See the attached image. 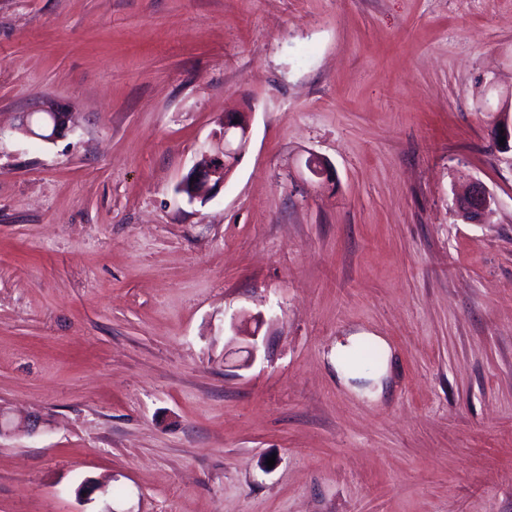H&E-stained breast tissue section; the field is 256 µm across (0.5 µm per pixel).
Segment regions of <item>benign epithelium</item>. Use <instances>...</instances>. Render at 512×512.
Here are the masks:
<instances>
[{
	"label": "benign epithelium",
	"mask_w": 512,
	"mask_h": 512,
	"mask_svg": "<svg viewBox=\"0 0 512 512\" xmlns=\"http://www.w3.org/2000/svg\"><path fill=\"white\" fill-rule=\"evenodd\" d=\"M45 123L39 130L32 128V122L25 118L23 125L26 131L43 141L54 139L59 133L67 130L72 123V113L65 112L53 104L43 107ZM222 146L217 151L203 147L200 149L201 159L194 165L188 177L179 186V192L190 190L189 200L205 199L217 193L229 177L241 155L245 152L250 140V125L247 116L242 112H226L220 134ZM309 170L327 182L334 180L335 170L324 159L311 156L308 160ZM494 203L493 196L480 182H472L466 192L457 199L456 207L461 217L471 223H477ZM41 425L40 418L31 414L16 423L0 411V438L11 436L17 432L28 435L37 433Z\"/></svg>",
	"instance_id": "7a95c632"
}]
</instances>
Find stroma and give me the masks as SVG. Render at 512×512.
I'll return each instance as SVG.
<instances>
[{
    "label": "stroma",
    "mask_w": 512,
    "mask_h": 512,
    "mask_svg": "<svg viewBox=\"0 0 512 512\" xmlns=\"http://www.w3.org/2000/svg\"><path fill=\"white\" fill-rule=\"evenodd\" d=\"M507 112L512 0H0V512H512ZM44 112H42L46 121L42 126L39 127L40 132H36L32 128V122L29 120L31 114L27 115L25 119H23V126H26V131L32 135L40 138L43 141L53 140L59 133L67 130L70 127V123H72V113L65 112L59 109L54 104H47L43 107ZM234 120H238V123H234ZM219 138L222 146L212 153V149L204 145L200 149L201 159L180 183L179 192L189 201L210 197L224 186V182L245 152L250 140L247 116L242 112L225 113ZM229 169L230 171L227 172ZM191 178H194V181H191ZM186 189H190L188 195L184 192ZM493 203L494 198L485 186L473 181L466 192L457 199L456 207L464 220L477 223ZM40 425L41 420L35 414L28 415L20 422L15 423L0 411V438L11 436L16 432H24L28 435H34L39 430Z\"/></svg>",
    "instance_id": "35a3bbf8"
}]
</instances>
